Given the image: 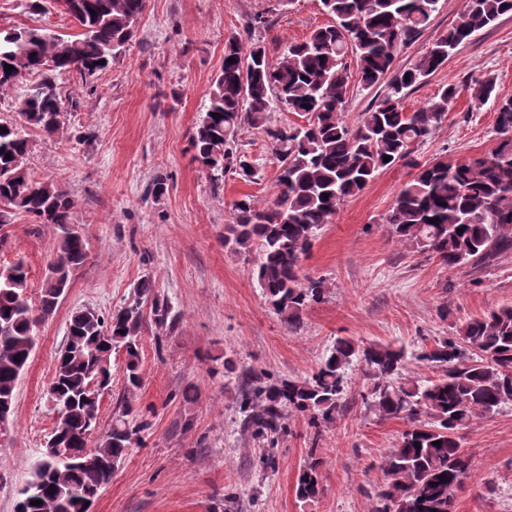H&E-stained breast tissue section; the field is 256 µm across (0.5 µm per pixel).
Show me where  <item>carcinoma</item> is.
I'll return each mask as SVG.
<instances>
[{
    "instance_id": "1",
    "label": "carcinoma",
    "mask_w": 512,
    "mask_h": 512,
    "mask_svg": "<svg viewBox=\"0 0 512 512\" xmlns=\"http://www.w3.org/2000/svg\"><path fill=\"white\" fill-rule=\"evenodd\" d=\"M54 2L75 20L80 33L65 37L42 28L0 31V100L25 86L23 122L0 121V250L8 245L3 227L15 214L51 225L53 261L68 281L88 258L87 240L81 231L70 232L73 202L68 193L29 173L28 130L49 137L63 132L65 122L57 117L76 109L78 101L64 104L57 76L76 73L83 83L93 82L122 54L146 0ZM439 2L320 0L332 23L289 44L275 61L260 44L245 47L233 39L224 46L226 63L212 84L190 147L193 160L214 181L229 171L250 180L255 168L239 149L238 132L248 124L269 137L279 167L278 195L263 206L251 198L237 201L224 246L256 252L258 287L290 333L300 329L303 310L320 303L326 292L323 279L300 278L301 259L348 197L399 164L416 169V174L387 215L397 240L450 269L482 268L512 252V97H493L492 79L475 82L472 97L496 103L497 146L487 155L457 161L440 157L423 165L413 159L415 147L446 119L459 86H439L425 106L412 111L403 105L407 92L439 70L458 46L511 14L512 0H466L445 34L412 66L397 67V54L418 40ZM7 64L13 66L9 73ZM354 83L384 92L359 124L350 126L343 114ZM278 107L306 122L268 126L270 112ZM434 218L438 223H432ZM28 288L23 260L0 266V407L8 406L10 414L18 380L37 344V327L60 301L53 278L43 281L36 304ZM149 298L158 301L151 280L143 279L135 299L110 318L89 309L72 315L50 383L66 409L52 433L59 448L44 451L35 465L30 482L38 489L24 495V512H86L88 495H98L129 449L144 443L151 423L133 414L132 402L143 383L139 333L142 300ZM455 332L412 354L440 370L423 383L400 379L407 359L404 347L359 346L338 338L312 374L259 385L243 397L239 411L244 424L273 442L284 430L288 409L307 415L309 426L320 433L344 410L345 370L363 363L368 383L360 393L362 402L380 419L401 418L409 424L380 463L383 484L372 496L370 512H454L455 493L471 461L462 431L475 419L512 405V307L470 319L455 326ZM114 347L125 349L126 363L122 412L112 418V442L100 445V454L112 460L106 471L81 448L88 417L99 411L101 390L112 384ZM320 466L316 449H310L297 476L298 499L319 496ZM34 500L42 504L35 506Z\"/></svg>"
}]
</instances>
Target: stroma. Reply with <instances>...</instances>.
<instances>
[{
    "instance_id": "1",
    "label": "stroma",
    "mask_w": 512,
    "mask_h": 512,
    "mask_svg": "<svg viewBox=\"0 0 512 512\" xmlns=\"http://www.w3.org/2000/svg\"><path fill=\"white\" fill-rule=\"evenodd\" d=\"M465 0H440L439 10L397 66H410L455 21ZM320 0H146L125 52L93 83L64 74L57 82L79 106L63 135L29 132L27 168L56 183L73 201L72 215L88 242L55 314L42 323L37 346L16 388L13 428L0 442V512H14L16 491L30 477L55 423L46 394L73 312L108 317L132 302L150 279L157 313L142 306L140 356L144 384L135 411L151 423L96 497L91 512H369L383 481L379 463L407 427L377 418L359 393L363 367L351 365L346 409L314 433L306 416L284 418L276 446L244 430L237 401L256 378L300 379L318 367L336 338L391 343L416 351L448 336L456 324L512 305V253L475 271L444 267L392 238L386 222L401 188L413 177L397 166L376 176L340 207L301 261V274L323 278V302L303 314L297 333L285 330L254 277L256 258L224 245L236 201L258 204L278 192L277 163L263 129L243 126L239 148L256 165L252 180L228 172L221 186L192 159L190 140L208 93L236 39L259 43L277 59L292 42L328 25ZM77 32L59 9H23L0 0V29ZM493 78L512 97V14L478 32L426 83L411 90L406 109L424 106L436 89L461 91L419 162L460 160L491 152L497 142L494 102L475 101L465 84ZM162 182L164 191L152 187ZM10 248L0 264L24 259L28 293L38 300L53 252L50 228L24 215L4 228ZM234 359L225 374L222 356ZM471 466L455 512H512V405L476 419L464 432ZM323 460L324 492L296 498L294 485L309 449ZM273 454V467L262 463Z\"/></svg>"
}]
</instances>
